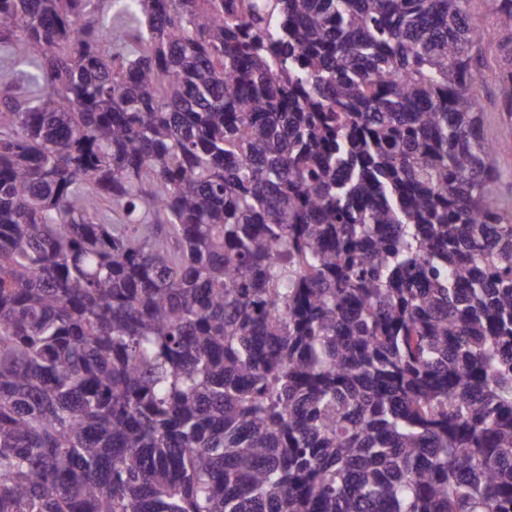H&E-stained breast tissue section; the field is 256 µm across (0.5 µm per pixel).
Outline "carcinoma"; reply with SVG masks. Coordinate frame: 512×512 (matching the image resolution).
I'll return each instance as SVG.
<instances>
[{"mask_svg": "<svg viewBox=\"0 0 512 512\" xmlns=\"http://www.w3.org/2000/svg\"><path fill=\"white\" fill-rule=\"evenodd\" d=\"M472 2L0 0V512H512Z\"/></svg>", "mask_w": 512, "mask_h": 512, "instance_id": "cac0c4a2", "label": "carcinoma"}]
</instances>
